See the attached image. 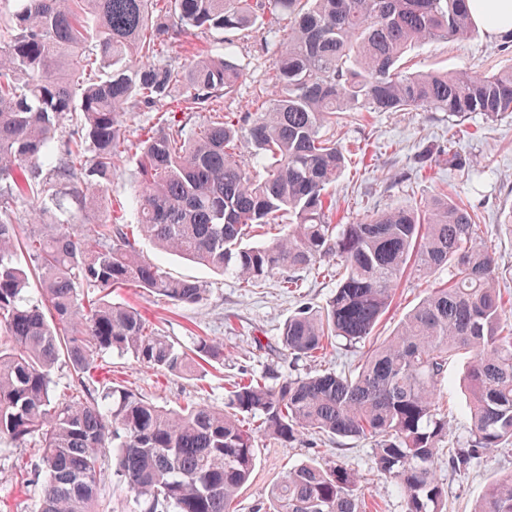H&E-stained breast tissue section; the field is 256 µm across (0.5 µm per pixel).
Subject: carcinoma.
I'll use <instances>...</instances> for the list:
<instances>
[{"mask_svg":"<svg viewBox=\"0 0 512 512\" xmlns=\"http://www.w3.org/2000/svg\"><path fill=\"white\" fill-rule=\"evenodd\" d=\"M468 0H20L0 17V191L36 201L22 240L0 205V440L37 445L20 475L42 480L37 512H98L105 450L113 474L144 512H234L255 464V435L294 443L308 433L374 443V465L403 496L406 512H447L436 466L448 439L442 381L468 355L469 431L448 449L464 473L492 448L512 444V320L498 288L507 274L481 242L468 208L446 198L334 224L329 186L348 164L336 139L338 112L426 110L488 120L512 116V69L491 75L409 73L413 46L470 39ZM288 21L272 50L270 95L254 112L220 116L242 80L241 65L173 49L193 28L228 43L266 15ZM215 119L167 122L142 136L136 223L71 224L41 216L103 200L128 153L124 116L164 106ZM70 117L69 130L58 134ZM48 170V176L41 172ZM286 220L269 240L254 228ZM257 287L271 275L325 262L336 277L326 305L288 317L279 349L311 360L339 341L364 348L345 371L267 376L232 384L227 409L165 410L114 386L90 389L104 351L193 376L224 360V345L200 337L190 349L158 335L141 314L106 296L134 285L174 304L207 289L144 258L138 239ZM25 264L15 261L17 251ZM448 266V282L376 336L395 288L412 268ZM37 273L46 305L26 297ZM103 292L85 304L83 286ZM65 359L68 391L52 370ZM360 476L341 464L294 466L258 512H363ZM474 512H512V475L489 484Z\"/></svg>","mask_w":512,"mask_h":512,"instance_id":"1","label":"carcinoma"}]
</instances>
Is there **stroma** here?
Here are the masks:
<instances>
[{"label": "stroma", "instance_id": "stroma-1", "mask_svg": "<svg viewBox=\"0 0 512 512\" xmlns=\"http://www.w3.org/2000/svg\"><path fill=\"white\" fill-rule=\"evenodd\" d=\"M184 49L207 50L220 57L231 52L246 70V77L224 101L228 112H244L266 87L271 55L263 41L262 28L246 31L232 48H225L222 34L193 29L185 35ZM412 72L441 71L493 74L512 67V42L499 46L494 37L478 33L458 42H437L411 49L404 59ZM342 143L352 151L346 170L332 187L338 201L337 219L361 220L374 212L426 202L448 193L467 204L482 242L495 255L508 274L499 282L505 297H512V226L504 218L512 209V118L491 122L480 113L462 118L461 136L448 135L451 121L444 112H342L336 117ZM430 145L449 148L467 161L464 169L422 166L419 155ZM135 156H128L106 191L101 209L80 213V220L104 222L127 210L134 187L129 173ZM144 256L174 276L202 282L207 293L203 301L191 306L175 305L142 289L126 286L113 290V302L139 310L160 335L183 347L194 338L206 336L224 345V359L204 365L199 375L183 377L162 374L137 363L131 355L104 352L98 360L113 383L122 385L159 406L176 410L187 404L223 407L230 385L249 374L277 376L297 371L342 369L357 362L356 349H335L317 361L292 362L279 353L278 336L290 315L305 303L322 306L331 297L336 283L314 272L304 273L301 286L290 291L281 275H273L258 287H250L232 276L212 271L155 250L143 243ZM448 270L429 278L406 271L395 299L378 328L386 336L401 317L412 309L435 284L447 281ZM464 361L448 365L444 394L452 410L449 441L464 436L468 428V397L463 386ZM255 466L252 477L235 500L236 512H255L289 468L317 460L338 463L356 472L364 486L366 512H405L403 498L389 479L373 464V445L364 440H336L307 435L301 441L285 444L264 435L254 441ZM36 460V449L18 448L0 441V512H36L41 497L40 482L21 484L14 465L17 459ZM512 475V446L496 448L478 460L469 471L456 473L440 459L437 476L448 493V512H473L485 487ZM99 512H141L131 492L119 483L112 467H104L100 480Z\"/></svg>", "mask_w": 512, "mask_h": 512}]
</instances>
